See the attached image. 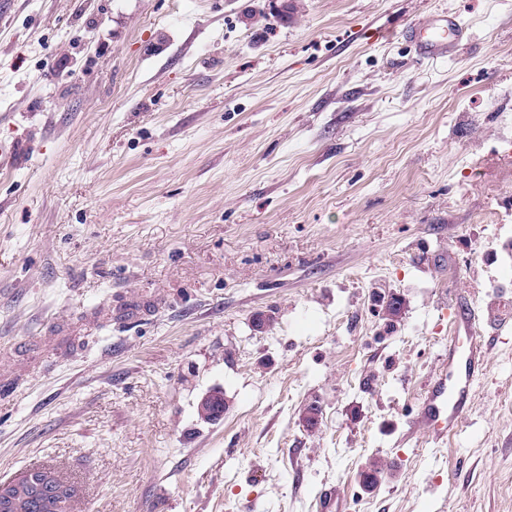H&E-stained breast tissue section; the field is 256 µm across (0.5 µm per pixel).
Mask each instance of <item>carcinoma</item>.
Wrapping results in <instances>:
<instances>
[{
    "mask_svg": "<svg viewBox=\"0 0 512 512\" xmlns=\"http://www.w3.org/2000/svg\"><path fill=\"white\" fill-rule=\"evenodd\" d=\"M50 483L56 487L66 485L56 472L48 468L29 469L11 482L8 508H0V512H66L73 497L72 488H67V495L60 496L47 490Z\"/></svg>",
    "mask_w": 512,
    "mask_h": 512,
    "instance_id": "cac0c4a2",
    "label": "carcinoma"
}]
</instances>
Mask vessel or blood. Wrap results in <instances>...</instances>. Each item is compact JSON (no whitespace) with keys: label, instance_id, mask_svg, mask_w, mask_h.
<instances>
[{"label":"vessel or blood","instance_id":"vessel-or-blood-1","mask_svg":"<svg viewBox=\"0 0 512 512\" xmlns=\"http://www.w3.org/2000/svg\"><path fill=\"white\" fill-rule=\"evenodd\" d=\"M467 27L450 12L441 11L409 26L403 36L423 61L453 55L463 44ZM448 359L439 378L424 392L418 420L433 442L453 433L467 416L474 395V382L492 348V337L481 329L472 308L457 309L450 320Z\"/></svg>","mask_w":512,"mask_h":512}]
</instances>
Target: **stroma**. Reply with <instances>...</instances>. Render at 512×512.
Masks as SVG:
<instances>
[{
  "instance_id": "stroma-1",
  "label": "stroma",
  "mask_w": 512,
  "mask_h": 512,
  "mask_svg": "<svg viewBox=\"0 0 512 512\" xmlns=\"http://www.w3.org/2000/svg\"><path fill=\"white\" fill-rule=\"evenodd\" d=\"M444 9L470 43L417 59L403 28ZM4 10L0 482L54 468L71 512H512V329L454 434L417 425L442 307L512 298V0Z\"/></svg>"
}]
</instances>
